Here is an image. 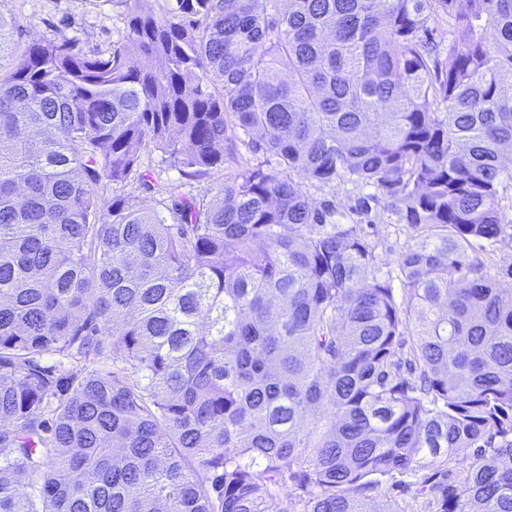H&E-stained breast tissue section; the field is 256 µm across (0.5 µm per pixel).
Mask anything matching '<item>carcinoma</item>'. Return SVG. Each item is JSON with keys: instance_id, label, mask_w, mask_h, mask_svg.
Listing matches in <instances>:
<instances>
[{"instance_id": "obj_1", "label": "carcinoma", "mask_w": 512, "mask_h": 512, "mask_svg": "<svg viewBox=\"0 0 512 512\" xmlns=\"http://www.w3.org/2000/svg\"><path fill=\"white\" fill-rule=\"evenodd\" d=\"M110 2L106 54L0 11V512H512V0ZM305 180L386 191L402 295ZM148 156L152 157L154 161V176L158 181L180 182L183 184L182 191L185 195L196 197L208 195L209 198L216 194L217 189L227 177L233 176L245 167L254 166L264 161L266 157L262 151L250 152L242 149L238 151L232 163L224 165V171L213 172L200 177H184L177 170L167 167L166 164L158 163L161 160L160 152L146 150V159ZM475 254L480 257H484L485 251L493 250L494 252L491 254L494 262V267L497 268H506L508 265L512 264V240L506 238L501 243L494 245L491 247L488 243L480 241L475 243ZM42 366H52L57 369L58 373L67 374L71 371L86 372L94 368H100L97 364L86 363L84 361L70 360L62 358L58 355L40 354L35 358Z\"/></svg>"}]
</instances>
